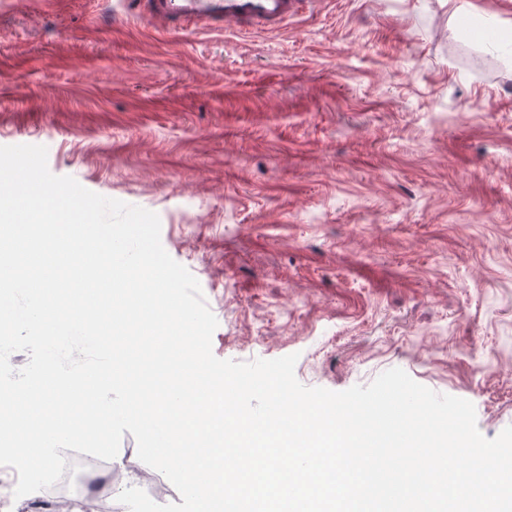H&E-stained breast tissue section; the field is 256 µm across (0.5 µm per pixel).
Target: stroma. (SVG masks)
Returning a JSON list of instances; mask_svg holds the SVG:
<instances>
[{
	"instance_id": "obj_1",
	"label": "stroma",
	"mask_w": 512,
	"mask_h": 512,
	"mask_svg": "<svg viewBox=\"0 0 512 512\" xmlns=\"http://www.w3.org/2000/svg\"><path fill=\"white\" fill-rule=\"evenodd\" d=\"M316 0L276 33L167 31L123 0H0V145L156 213L198 280L212 352L298 354L343 391L403 369L512 425V0ZM57 494L114 475L90 512H128L140 461L78 454Z\"/></svg>"
}]
</instances>
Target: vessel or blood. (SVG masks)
<instances>
[{"label": "vessel or blood", "instance_id": "vessel-or-blood-1", "mask_svg": "<svg viewBox=\"0 0 512 512\" xmlns=\"http://www.w3.org/2000/svg\"><path fill=\"white\" fill-rule=\"evenodd\" d=\"M303 0H132L135 15L162 28L191 23L232 26L245 32H276L298 14Z\"/></svg>", "mask_w": 512, "mask_h": 512}]
</instances>
